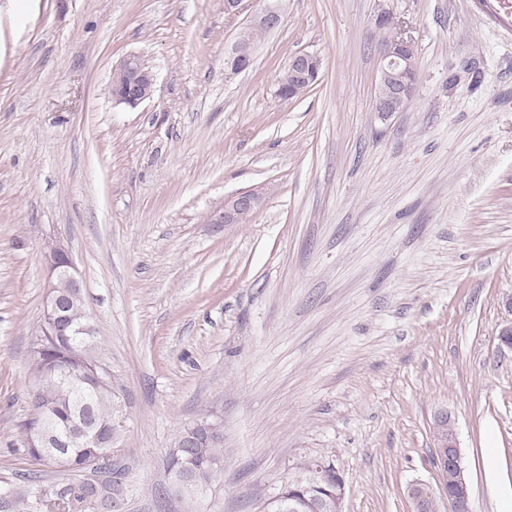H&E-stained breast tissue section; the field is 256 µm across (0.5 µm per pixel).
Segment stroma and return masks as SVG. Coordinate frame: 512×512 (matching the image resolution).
<instances>
[{
    "instance_id": "1",
    "label": "stroma",
    "mask_w": 512,
    "mask_h": 512,
    "mask_svg": "<svg viewBox=\"0 0 512 512\" xmlns=\"http://www.w3.org/2000/svg\"><path fill=\"white\" fill-rule=\"evenodd\" d=\"M261 0H0V512H14L46 300L43 247L77 265L112 371L122 512H258L314 458L343 512H414L432 424L456 422L473 512H512V14L498 0H283L251 67L232 44ZM416 52L408 107L372 110L373 19ZM322 61L276 94L289 56ZM157 76L136 108L112 71ZM260 189L244 224H211ZM222 482L159 493L199 422ZM155 84L153 69L140 56L130 54L113 70L112 98L116 105L135 107L151 98ZM263 193L258 190L240 192L224 200L222 208L210 214L211 224H242L257 211L262 204Z\"/></svg>"
}]
</instances>
